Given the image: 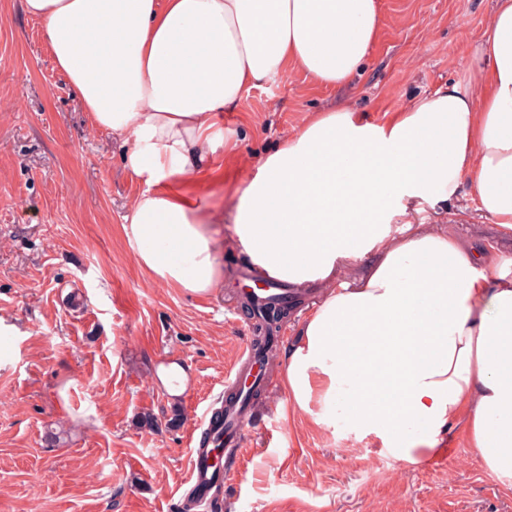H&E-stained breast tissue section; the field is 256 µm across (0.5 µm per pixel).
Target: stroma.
Returning a JSON list of instances; mask_svg holds the SVG:
<instances>
[{
  "label": "stroma",
  "instance_id": "35a3bbf8",
  "mask_svg": "<svg viewBox=\"0 0 512 512\" xmlns=\"http://www.w3.org/2000/svg\"><path fill=\"white\" fill-rule=\"evenodd\" d=\"M495 0H381L361 74L328 88L289 67L224 113L232 149L194 181L221 242L234 188L309 116L367 112L377 123L439 88L469 87L473 46ZM141 186L120 139L97 128L56 69L44 26L22 0H0V512H183L188 448L207 405H221L249 319L233 281L210 296L153 282L122 230ZM414 224H444L475 248L495 238L470 191L423 205ZM278 382L247 413V452L224 479L223 512H512V489L488 473L462 428L439 461L397 458L344 415L322 428L283 414ZM178 362L180 397L157 379ZM177 426H170L173 414ZM152 416L154 428L141 426Z\"/></svg>",
  "mask_w": 512,
  "mask_h": 512
}]
</instances>
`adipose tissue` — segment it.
I'll list each match as a JSON object with an SVG mask.
<instances>
[{
  "instance_id": "ef3b65f1",
  "label": "adipose tissue",
  "mask_w": 512,
  "mask_h": 512,
  "mask_svg": "<svg viewBox=\"0 0 512 512\" xmlns=\"http://www.w3.org/2000/svg\"><path fill=\"white\" fill-rule=\"evenodd\" d=\"M56 68L100 129L122 137L142 190L126 243L152 279L220 288L217 240L189 188L232 140L219 120L287 66L324 86L361 71L379 0H24ZM478 94L452 85L383 123L349 109L306 119L234 193L235 247L275 278L328 290L286 354L288 408L415 463L464 425L486 471L512 486V258L487 263L421 204L469 186L512 236V0L474 49ZM365 262L360 274L348 264Z\"/></svg>"
}]
</instances>
